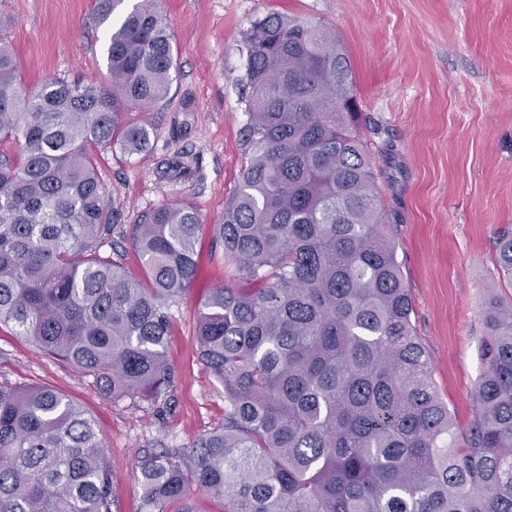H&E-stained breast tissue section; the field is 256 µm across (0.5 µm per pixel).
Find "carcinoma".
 Returning a JSON list of instances; mask_svg holds the SVG:
<instances>
[{
	"label": "carcinoma",
	"instance_id": "cac0c4a2",
	"mask_svg": "<svg viewBox=\"0 0 512 512\" xmlns=\"http://www.w3.org/2000/svg\"><path fill=\"white\" fill-rule=\"evenodd\" d=\"M106 83L23 85L0 44V326L120 398L169 387L170 306L193 287L199 214L165 205L134 225L140 272L104 247L112 210L95 158L138 154L164 102L173 36L157 0H94ZM248 56L237 190L211 253L237 286L201 298L197 352L224 387V429L139 461L145 512H512V310L491 307L469 427L456 433L416 336L358 133L350 62L317 25L270 13ZM497 260L512 272V236ZM109 448L45 386H0V512H112Z\"/></svg>",
	"mask_w": 512,
	"mask_h": 512
}]
</instances>
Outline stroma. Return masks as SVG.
<instances>
[{
    "label": "stroma",
    "mask_w": 512,
    "mask_h": 512,
    "mask_svg": "<svg viewBox=\"0 0 512 512\" xmlns=\"http://www.w3.org/2000/svg\"><path fill=\"white\" fill-rule=\"evenodd\" d=\"M171 26L176 70L168 100L139 120L149 150L99 152L97 174L112 207L114 260L137 269L130 242L140 216L189 204L204 225L220 222L247 158L245 33L277 12L335 33L352 69L359 132L378 172L384 218L409 286L412 324L456 429L473 418L480 346L490 302L512 307V282L496 262L512 233V0H158ZM93 0H0V42L23 82L100 81L106 29ZM178 153L190 177L164 175ZM202 234L197 280L172 305L171 386L157 400H112L93 378L0 329V386L48 385L90 415L110 449L112 512H141L138 462L149 450L188 448L224 426V388L200 363L198 303L233 285V266L214 258Z\"/></svg>",
    "instance_id": "1"
}]
</instances>
